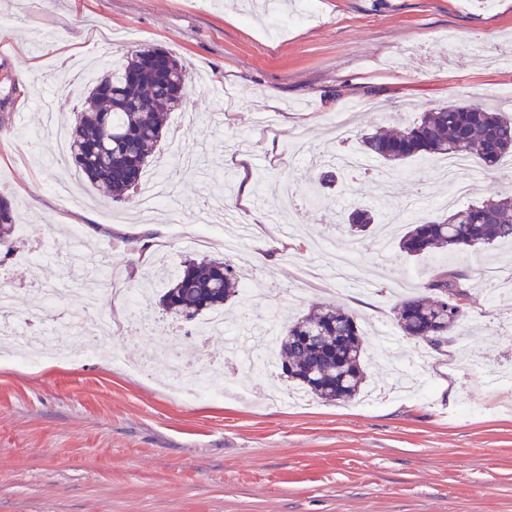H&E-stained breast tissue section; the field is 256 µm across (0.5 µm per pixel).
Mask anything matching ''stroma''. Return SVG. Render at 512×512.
<instances>
[{
    "label": "stroma",
    "mask_w": 512,
    "mask_h": 512,
    "mask_svg": "<svg viewBox=\"0 0 512 512\" xmlns=\"http://www.w3.org/2000/svg\"><path fill=\"white\" fill-rule=\"evenodd\" d=\"M297 2L281 0L274 24L247 0H0V190L17 216L0 281L22 309L53 290L54 340L81 354L88 341L63 320L82 304L60 284L82 253H105L139 308L171 328L155 304L164 283L146 274L155 260L174 273L194 257L180 235L196 230L206 201L224 234L204 256L243 268L263 304L234 300L227 332L199 340L182 325L185 387L204 369L242 374L254 349L239 323L281 327L325 301L367 327L369 394L330 404L278 375L186 401L158 376L168 357L134 327L102 340L97 359L15 365L3 357L18 341L0 343V512H512V387L492 375L512 368V297L490 299L483 276L512 278V243L410 257L398 248L404 225L378 226L387 247L361 242L360 295L312 250L341 247L339 216L362 205L383 218L408 211L414 224L447 217L441 158L391 171L360 137L451 103L512 115V62L501 58L512 52V0H314L307 15ZM475 38L487 56L468 51ZM148 47L181 57L191 83L144 173L168 198L147 223L137 204L102 197L37 128L42 103L60 116L81 110L85 66ZM348 110L340 139L331 120ZM328 150L361 167L316 207L305 179ZM227 235L240 238L236 252L225 253ZM446 268L470 284L477 361L451 346L431 352L426 395L389 393L384 350L406 369L423 348L393 310ZM143 361L156 377L137 373Z\"/></svg>",
    "instance_id": "35a3bbf8"
}]
</instances>
